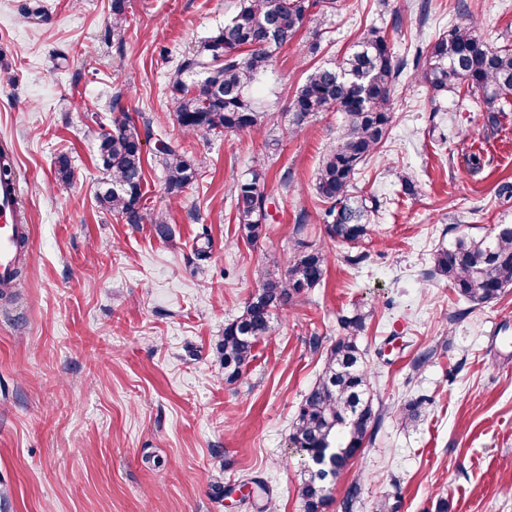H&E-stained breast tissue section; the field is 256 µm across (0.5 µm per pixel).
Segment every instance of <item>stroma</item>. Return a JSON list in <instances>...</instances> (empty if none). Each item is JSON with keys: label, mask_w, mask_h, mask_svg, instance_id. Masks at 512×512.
Here are the masks:
<instances>
[{"label": "stroma", "mask_w": 512, "mask_h": 512, "mask_svg": "<svg viewBox=\"0 0 512 512\" xmlns=\"http://www.w3.org/2000/svg\"><path fill=\"white\" fill-rule=\"evenodd\" d=\"M462 2L460 13L448 0H391L385 10L339 0L275 49L254 89L266 135L185 138L168 89L238 0H126L118 33L112 0H0V145L10 148L29 237L26 273L12 300H0V484L9 491L0 512H259L239 489L250 477L266 482L277 512H301L290 427L343 334L340 317L356 307L370 314L358 345L380 423L329 512H341L354 482L353 512H373L384 496L397 512H436L442 499L448 512H512V288L475 305L431 272L434 252L459 236L512 225V203L498 196L512 183V114L490 125L483 98H437L403 74L390 134L356 176L379 208L368 257L352 265L347 246L326 236L314 189L343 116L322 112L295 128L288 112L308 69L337 64L371 28L400 57L468 19L487 43L512 40V0ZM38 5L45 19L25 17ZM116 99L206 161L173 203L154 142L144 146L143 201L173 225L169 240L96 205L99 128L85 115L112 118ZM477 150L487 165L473 175L464 160ZM62 155L73 171L65 189ZM258 161L272 219L252 244L230 188ZM394 166L413 176L415 196ZM205 233L212 247L201 262ZM298 237L327 250L323 281L283 310L242 379L226 383L214 342L258 270L286 264ZM421 396V419L402 426L398 409ZM218 484L228 496L215 497Z\"/></svg>", "instance_id": "obj_1"}]
</instances>
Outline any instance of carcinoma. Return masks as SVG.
Wrapping results in <instances>:
<instances>
[{
    "mask_svg": "<svg viewBox=\"0 0 512 512\" xmlns=\"http://www.w3.org/2000/svg\"><path fill=\"white\" fill-rule=\"evenodd\" d=\"M316 6L325 14L336 9V0H239L232 18L178 66L170 99L179 128L195 135L262 132L267 118L258 111L251 89L271 67L274 48L290 43ZM407 68L408 60L394 56L387 36L370 29L338 66L314 68L289 102L291 124L296 128L331 109L344 115V132L323 156L315 190L324 204L326 235L350 248L346 260L353 265L367 259L360 245L378 208L375 199L355 195V177L389 132L391 93ZM411 68L413 76L436 94L451 90L465 97H483L493 123L512 112V45L496 47L484 42L470 21L455 25L426 52H418ZM86 119L108 126L97 146L104 174L96 193L98 207L128 224L150 223L161 239L172 237L170 224L159 217L148 219L142 205V137H151L150 122L144 118L138 122L127 112L109 124L96 112ZM158 144L156 152L173 200L198 180L203 161L189 157L170 141ZM72 175L68 157L59 156V184L67 187ZM265 181V172L256 168L231 188L239 229L252 243L266 235L270 201ZM13 187L9 148L1 146L0 190ZM327 264L324 249L299 242L285 272H279L276 263L261 268L257 288L242 313L224 325L215 344L227 381L243 377L255 358L257 343L273 335L285 307L320 285ZM433 267L471 303H491L512 288V229L494 230L479 238L461 236L451 247L433 254ZM369 316L357 308L340 319L344 334L327 352L322 373L305 396L289 433L291 446L304 456L306 465L297 485L302 512H325L332 501V486L365 447L379 421L369 389L368 365L357 344ZM427 404L423 396L405 404L399 410L401 423L418 422ZM250 483L253 496L262 501L260 512H276L265 482L252 477Z\"/></svg>",
    "mask_w": 512,
    "mask_h": 512,
    "instance_id": "cac0c4a2",
    "label": "carcinoma"
}]
</instances>
